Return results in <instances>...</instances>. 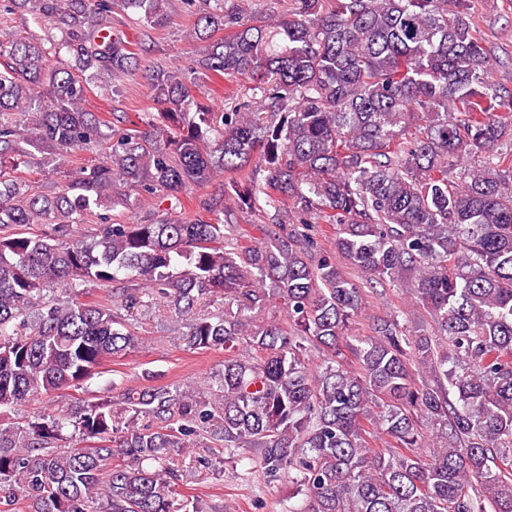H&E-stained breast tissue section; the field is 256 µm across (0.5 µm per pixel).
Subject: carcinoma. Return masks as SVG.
<instances>
[{
    "mask_svg": "<svg viewBox=\"0 0 512 512\" xmlns=\"http://www.w3.org/2000/svg\"><path fill=\"white\" fill-rule=\"evenodd\" d=\"M161 2L5 0L61 37L0 42V417L134 351L121 311L155 300L184 314L224 295V313L186 323L191 346L224 349V371L204 396L149 386L120 407L0 423V512H203L162 466L194 437L297 471L289 512H512V89L488 79L468 0H294L274 22L187 0L199 69L247 81L259 107L215 112L178 71L148 68L157 111H87V77L142 67L126 35L99 39L113 9L154 27ZM104 127L109 158L66 169L58 191L21 176L36 152L66 165ZM209 182L187 200L192 220L103 217L96 235L72 234L129 189L176 198ZM262 195L289 210L245 245L218 215ZM32 224L47 230L18 232ZM314 224L339 226L336 252L317 248ZM338 254L369 284L399 285L432 330L393 314L349 335L365 296ZM57 286L71 300L43 302L23 335ZM90 286L112 288V304L81 301ZM277 302L284 321L266 317ZM72 434L85 445H60Z\"/></svg>",
    "mask_w": 512,
    "mask_h": 512,
    "instance_id": "1",
    "label": "carcinoma"
}]
</instances>
